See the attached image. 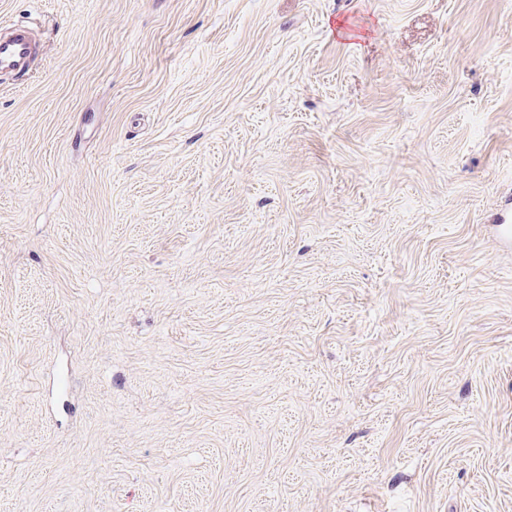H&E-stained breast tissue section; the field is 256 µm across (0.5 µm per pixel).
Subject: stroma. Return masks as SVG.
I'll list each match as a JSON object with an SVG mask.
<instances>
[{
  "label": "stroma",
  "instance_id": "1",
  "mask_svg": "<svg viewBox=\"0 0 512 512\" xmlns=\"http://www.w3.org/2000/svg\"><path fill=\"white\" fill-rule=\"evenodd\" d=\"M0 512H512V0H0ZM34 52L35 42L30 29L25 25H14L7 39L0 38V72L25 69Z\"/></svg>",
  "mask_w": 512,
  "mask_h": 512
}]
</instances>
